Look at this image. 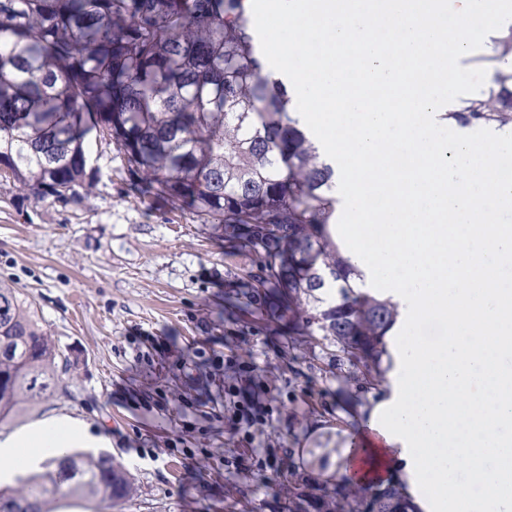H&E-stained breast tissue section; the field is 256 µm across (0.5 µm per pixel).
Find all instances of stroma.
<instances>
[{"label": "stroma", "mask_w": 512, "mask_h": 512, "mask_svg": "<svg viewBox=\"0 0 512 512\" xmlns=\"http://www.w3.org/2000/svg\"><path fill=\"white\" fill-rule=\"evenodd\" d=\"M91 197L41 199L0 172V283L20 289L69 356L64 394L0 425L84 420L128 472L120 512H283L289 487L322 485L309 455L341 447L383 397L350 394L351 370L327 336L291 341L254 299L253 255L212 217L143 196L114 141L87 138ZM256 367L269 421L251 444L274 451L237 468L248 443L224 416V389Z\"/></svg>", "instance_id": "1"}]
</instances>
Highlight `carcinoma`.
Returning <instances> with one entry per match:
<instances>
[{"mask_svg": "<svg viewBox=\"0 0 512 512\" xmlns=\"http://www.w3.org/2000/svg\"><path fill=\"white\" fill-rule=\"evenodd\" d=\"M448 120L512 123V71ZM107 135L143 193L209 215L256 256L257 300L290 336H330L365 390L385 379L391 300L356 284L336 235V182L272 80L245 0H0V167L42 199L89 193L85 140ZM70 366L31 304L0 284V424L61 390ZM0 491V512H47L58 494L105 509L130 498L112 455L73 452ZM284 512H414L391 479L288 493Z\"/></svg>", "mask_w": 512, "mask_h": 512, "instance_id": "cac0c4a2", "label": "carcinoma"}]
</instances>
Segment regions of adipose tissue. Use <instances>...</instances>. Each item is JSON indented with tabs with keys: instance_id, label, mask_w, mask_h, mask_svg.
<instances>
[{
	"instance_id": "1",
	"label": "adipose tissue",
	"mask_w": 512,
	"mask_h": 512,
	"mask_svg": "<svg viewBox=\"0 0 512 512\" xmlns=\"http://www.w3.org/2000/svg\"><path fill=\"white\" fill-rule=\"evenodd\" d=\"M271 37L301 61L291 89L318 130L348 220L340 232L360 285L400 322L435 325L404 339L370 437L330 457L326 477L366 485L394 475L420 512H512V127L433 132L459 108L466 46L512 35L507 0H275ZM416 150L400 164V151ZM93 439L63 417L0 436V489Z\"/></svg>"
}]
</instances>
